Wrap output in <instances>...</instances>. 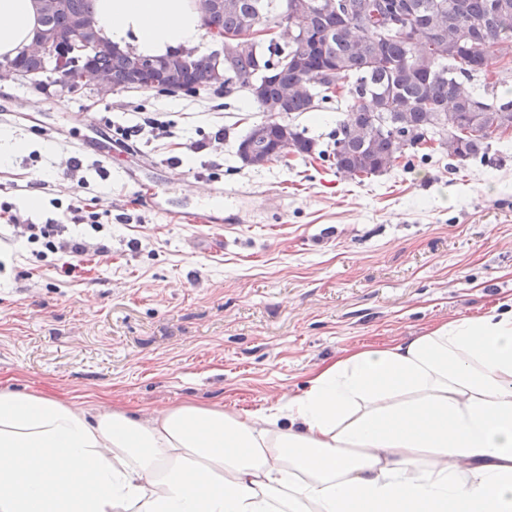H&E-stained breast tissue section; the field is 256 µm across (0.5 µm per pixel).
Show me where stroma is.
<instances>
[{
	"instance_id": "35a3bbf8",
	"label": "stroma",
	"mask_w": 512,
	"mask_h": 512,
	"mask_svg": "<svg viewBox=\"0 0 512 512\" xmlns=\"http://www.w3.org/2000/svg\"><path fill=\"white\" fill-rule=\"evenodd\" d=\"M339 115L328 103L289 121L326 150ZM264 118L239 94L95 103L0 83V132L26 144L0 163V205L76 234L78 196L112 237L70 277L0 240V388L88 410H254L344 350L512 306V141L493 143L490 167L438 153L358 183L315 157L244 165L238 144ZM107 133L108 157H81L79 187L71 154ZM148 186L161 190L150 202ZM209 186L212 223H180Z\"/></svg>"
}]
</instances>
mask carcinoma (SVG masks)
I'll use <instances>...</instances> for the list:
<instances>
[{
	"label": "carcinoma",
	"mask_w": 512,
	"mask_h": 512,
	"mask_svg": "<svg viewBox=\"0 0 512 512\" xmlns=\"http://www.w3.org/2000/svg\"><path fill=\"white\" fill-rule=\"evenodd\" d=\"M302 26L284 23L287 0H229L206 19L212 30L240 32L254 24L279 28L268 45L249 46L237 54L224 93L249 90L257 83L269 118L251 127L240 144L251 143L261 154L272 151L283 130L293 153L307 158L315 151L305 131L276 120L265 104L282 102L283 112H314L336 99L346 111L336 120L333 160L345 180L360 181L393 168L403 149L428 142L461 163L478 159L492 166V143L512 127V100L489 101L475 92L473 81L487 60L498 64L486 91L512 81V0H308ZM49 15H39V28L55 34L51 55L22 52L10 62L25 78L20 87H49L72 95L62 80L59 59L72 68L93 65L112 73L125 89L128 73L151 59L166 63L160 74L166 93L176 94L210 64L211 55L181 54L148 57L132 51L118 55L90 48L84 57L70 54L69 40L81 19L95 18L93 0H56ZM401 14L405 32L382 30V17ZM270 66L276 74L268 79Z\"/></svg>",
	"instance_id": "obj_1"
}]
</instances>
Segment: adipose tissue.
<instances>
[{
  "mask_svg": "<svg viewBox=\"0 0 512 512\" xmlns=\"http://www.w3.org/2000/svg\"><path fill=\"white\" fill-rule=\"evenodd\" d=\"M110 43L204 51L195 0H98ZM35 0H0V56ZM0 512H512V309L319 365L250 412L143 416L0 389Z\"/></svg>",
  "mask_w": 512,
  "mask_h": 512,
  "instance_id": "ef3b65f1",
  "label": "adipose tissue"
}]
</instances>
